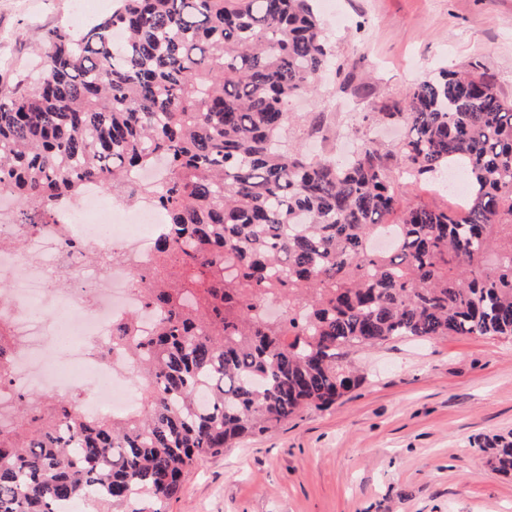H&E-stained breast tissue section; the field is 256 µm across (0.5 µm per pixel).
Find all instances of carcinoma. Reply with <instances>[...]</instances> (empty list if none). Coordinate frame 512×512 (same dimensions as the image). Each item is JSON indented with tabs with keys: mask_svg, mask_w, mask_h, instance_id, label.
<instances>
[{
	"mask_svg": "<svg viewBox=\"0 0 512 512\" xmlns=\"http://www.w3.org/2000/svg\"><path fill=\"white\" fill-rule=\"evenodd\" d=\"M39 41L41 76L0 94V195L33 228L87 181L123 195L163 161L141 192L165 222L151 260L128 262L153 326L112 320L135 411L14 387L0 282V512H162L197 459L355 388L353 349L512 338V100L485 75L438 70L365 115L404 127L394 148L363 133L334 161L283 142L331 65L313 0H114L83 35ZM458 162V210L401 189ZM481 451L512 473V435Z\"/></svg>",
	"mask_w": 512,
	"mask_h": 512,
	"instance_id": "1",
	"label": "carcinoma"
}]
</instances>
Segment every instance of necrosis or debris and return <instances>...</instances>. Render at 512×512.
I'll use <instances>...</instances> for the list:
<instances>
[{
	"mask_svg": "<svg viewBox=\"0 0 512 512\" xmlns=\"http://www.w3.org/2000/svg\"><path fill=\"white\" fill-rule=\"evenodd\" d=\"M18 202L0 198V238L18 239L22 250L0 253V272L9 273L17 306L13 329L22 340L14 363L21 384H39L68 392L94 374L103 382L98 401L85 412L124 401L123 379L112 371V320L138 309L139 298L128 283L123 262L101 270L85 253L68 252L65 240L93 243L104 255H128L139 262L153 254L160 222L156 205L105 202L97 183H89L78 201L60 209L54 223L28 232L16 221Z\"/></svg>",
	"mask_w": 512,
	"mask_h": 512,
	"instance_id": "obj_1",
	"label": "necrosis or debris"
}]
</instances>
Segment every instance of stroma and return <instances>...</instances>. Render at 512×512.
I'll return each instance as SVG.
<instances>
[{
	"instance_id": "obj_1",
	"label": "stroma",
	"mask_w": 512,
	"mask_h": 512,
	"mask_svg": "<svg viewBox=\"0 0 512 512\" xmlns=\"http://www.w3.org/2000/svg\"><path fill=\"white\" fill-rule=\"evenodd\" d=\"M0 0V91L42 63L37 36L80 34L113 0ZM323 13L335 69L297 99L286 138L345 156L354 130L393 144L397 125H367L426 74L487 73L512 99V0H338ZM363 384L336 404L198 459L163 512H512V476L478 449L512 432V341L400 340L356 352Z\"/></svg>"
}]
</instances>
